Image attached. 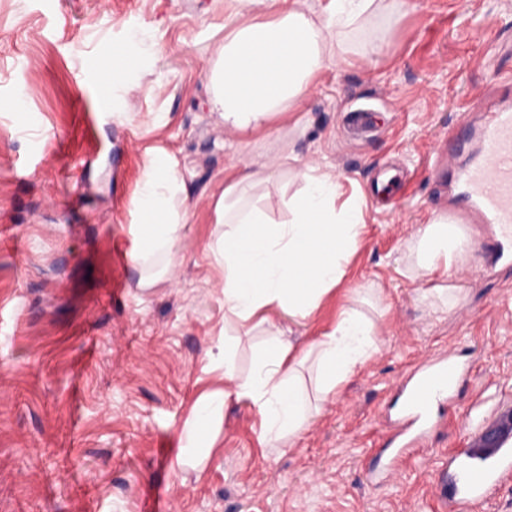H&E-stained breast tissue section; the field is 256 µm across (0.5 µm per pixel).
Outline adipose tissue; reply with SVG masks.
Listing matches in <instances>:
<instances>
[{"mask_svg": "<svg viewBox=\"0 0 512 512\" xmlns=\"http://www.w3.org/2000/svg\"><path fill=\"white\" fill-rule=\"evenodd\" d=\"M239 23L224 34L205 72L213 88L212 109L226 131L247 136L267 129L276 118L289 117L314 77L335 60L332 34L370 13L375 0H324L320 12L301 0H236ZM214 203L222 230L210 246L224 270V388L202 399L190 428L193 446L208 455V427L233 402L247 401L261 418L266 440L298 437L312 416L299 373L309 358L318 363L317 393L328 401L357 375L381 346L371 318L343 306L335 323L299 343L276 330L258 355L253 371L239 377L234 364V331L271 323L273 316L303 320L332 298L345 281L347 267L361 244L363 201L344 195L335 176L318 166L296 167L299 189L284 200L287 220L246 206L248 188L270 180L269 161L235 160ZM183 180L165 156L150 159L133 201L137 217L131 231L139 242L133 260L146 264L161 256L172 265L178 254L186 215L176 204ZM469 235L460 224L440 218L420 227L415 253L420 270L447 277L461 263Z\"/></svg>", "mask_w": 512, "mask_h": 512, "instance_id": "ef3b65f1", "label": "adipose tissue"}]
</instances>
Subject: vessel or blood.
Instances as JSON below:
<instances>
[{
	"label": "vessel or blood",
	"mask_w": 512,
	"mask_h": 512,
	"mask_svg": "<svg viewBox=\"0 0 512 512\" xmlns=\"http://www.w3.org/2000/svg\"><path fill=\"white\" fill-rule=\"evenodd\" d=\"M497 101L478 119L463 118L428 156L427 167L447 187L448 208L462 223L491 227L490 249L512 266V78H499ZM469 370L453 361H433L415 372L403 386L404 406L390 441H401L389 468H397L404 448L434 427L437 407L449 404ZM500 431L499 447H483L482 434L470 433L465 447L453 450L436 477L434 491L440 512H468L497 486L512 480V413L491 422Z\"/></svg>",
	"instance_id": "1"
}]
</instances>
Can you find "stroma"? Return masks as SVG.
I'll use <instances>...</instances> for the list:
<instances>
[{
    "label": "stroma",
    "mask_w": 512,
    "mask_h": 512,
    "mask_svg": "<svg viewBox=\"0 0 512 512\" xmlns=\"http://www.w3.org/2000/svg\"><path fill=\"white\" fill-rule=\"evenodd\" d=\"M349 31L346 63L319 73L297 123L241 138L211 112L203 70L224 41L228 0H0V512H437L440 458L512 406V274L470 226L452 267L453 308L408 243L444 215L432 147L512 76V0H377ZM383 47L376 64L363 60ZM139 66L104 82L117 47ZM378 114L354 136L345 112ZM94 112L105 149L91 158ZM299 161L366 192L362 240L337 297L291 326L306 338L342 305L382 345L294 441L262 442L246 402L214 421L203 461L185 458L200 398L224 387V271L208 245L232 159L278 161L251 201L296 189ZM184 181L187 223L172 269L138 285L131 199L153 155ZM454 354L471 379L444 425L380 485L370 456L415 366Z\"/></svg>",
    "instance_id": "obj_1"
}]
</instances>
